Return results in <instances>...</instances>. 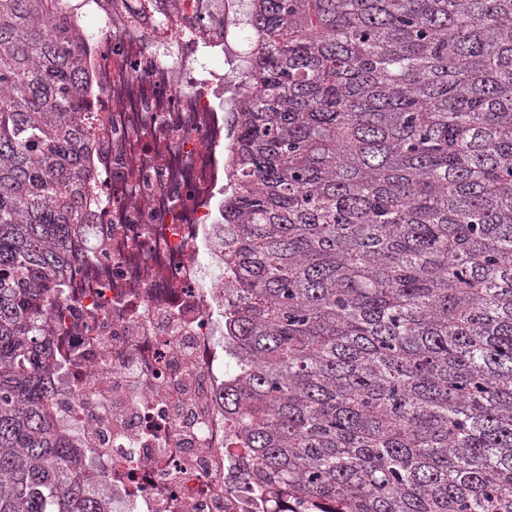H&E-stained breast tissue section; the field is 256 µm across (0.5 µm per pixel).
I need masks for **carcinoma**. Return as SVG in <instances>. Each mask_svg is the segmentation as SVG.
Returning <instances> with one entry per match:
<instances>
[{
    "label": "carcinoma",
    "instance_id": "obj_1",
    "mask_svg": "<svg viewBox=\"0 0 512 512\" xmlns=\"http://www.w3.org/2000/svg\"><path fill=\"white\" fill-rule=\"evenodd\" d=\"M0 0V512H105L38 322L83 232L84 33ZM224 199L232 487L512 512V0H249Z\"/></svg>",
    "mask_w": 512,
    "mask_h": 512
}]
</instances>
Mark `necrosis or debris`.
<instances>
[{
    "label": "necrosis or debris",
    "mask_w": 512,
    "mask_h": 512,
    "mask_svg": "<svg viewBox=\"0 0 512 512\" xmlns=\"http://www.w3.org/2000/svg\"><path fill=\"white\" fill-rule=\"evenodd\" d=\"M89 24L84 230L40 318L53 401L106 512H262L227 489L219 244L246 0H58ZM224 21L199 30L197 16Z\"/></svg>",
    "instance_id": "obj_1"
}]
</instances>
